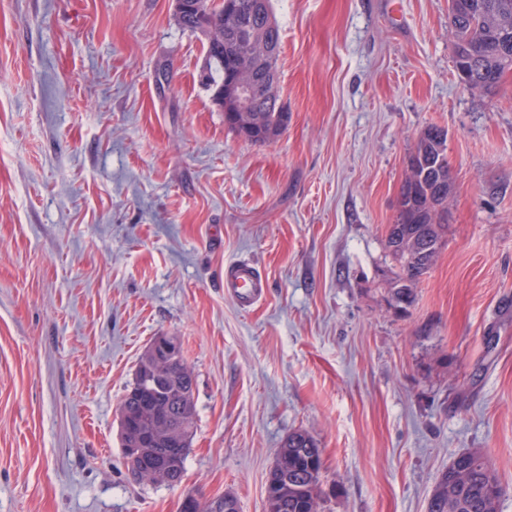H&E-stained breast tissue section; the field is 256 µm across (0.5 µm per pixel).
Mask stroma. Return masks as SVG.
Here are the masks:
<instances>
[{
    "label": "stroma",
    "mask_w": 512,
    "mask_h": 512,
    "mask_svg": "<svg viewBox=\"0 0 512 512\" xmlns=\"http://www.w3.org/2000/svg\"><path fill=\"white\" fill-rule=\"evenodd\" d=\"M174 0H0V512H266L282 441L324 512H426L479 449L512 512V73L467 90L448 0H271L288 127L255 145L199 82ZM448 236L393 306L386 249L421 133ZM248 258L268 291L224 293ZM195 376L183 482L138 485L118 408L159 334Z\"/></svg>",
    "instance_id": "1"
}]
</instances>
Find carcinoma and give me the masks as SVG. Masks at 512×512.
Returning <instances> with one entry per match:
<instances>
[{"label": "carcinoma", "mask_w": 512, "mask_h": 512, "mask_svg": "<svg viewBox=\"0 0 512 512\" xmlns=\"http://www.w3.org/2000/svg\"><path fill=\"white\" fill-rule=\"evenodd\" d=\"M238 4L236 23L238 44L229 50L207 45L205 86L213 90V101L221 105L224 76L234 69L249 50L246 38L266 36L280 46L279 28L268 30L271 16L269 0H234ZM185 11L176 16L178 25L199 33L202 22L224 31L228 19L216 6V0H185ZM448 40L452 45L455 67L467 66L460 81L469 89L488 92L500 86L512 73V0H448ZM267 75L261 74L257 96L259 112H233L224 123L238 136L254 144L277 139L288 127V113L278 110L277 99L265 96ZM410 173L401 185L396 222L389 225L387 250L398 267L391 297L406 305L415 301V290L435 264L439 251L432 248L443 241L448 230V198L452 176L447 152V132L431 126L420 136L409 158ZM153 369L149 352L139 360L133 386L122 403L131 419L120 434L121 447L138 450L142 459L157 454L167 465L131 476L138 484H180L194 425L195 404L189 400L195 378L185 359L163 367L168 381L154 388L148 373ZM164 418H181L186 429L179 437L154 427L149 412ZM322 449L312 435L294 431L283 440L266 483L267 512H320L322 498ZM490 458L478 449L457 454L443 471L428 499L427 512H499L502 490L492 492L490 482H498Z\"/></svg>", "instance_id": "cac0c4a2"}]
</instances>
